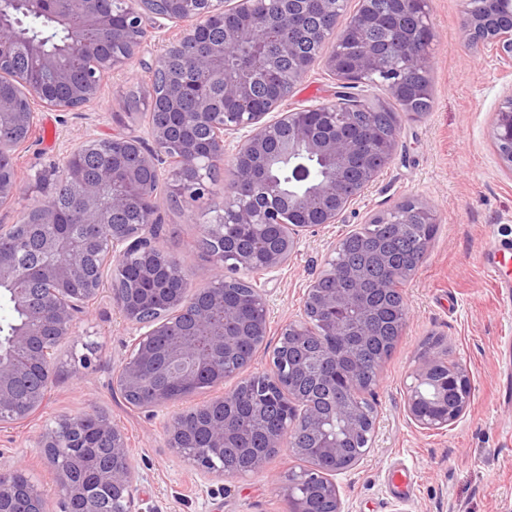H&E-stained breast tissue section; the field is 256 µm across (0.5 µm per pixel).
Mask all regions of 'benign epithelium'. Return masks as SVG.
Wrapping results in <instances>:
<instances>
[{
  "mask_svg": "<svg viewBox=\"0 0 512 512\" xmlns=\"http://www.w3.org/2000/svg\"><path fill=\"white\" fill-rule=\"evenodd\" d=\"M58 17L69 25L73 45L84 62L76 74L61 58L38 42H21L10 19L0 13V77L13 82L17 90L0 91V128H16L21 135L0 137V158L14 160L28 148L44 107L58 112L79 111L96 100L105 80L125 70L139 58L148 42L161 28L159 20L171 23L172 36L152 71L164 75V90L152 95V112L165 116L152 123L147 148L134 135L115 131L103 139L88 138L73 152L91 154L104 151L111 163L88 176L80 166L59 168L49 164L39 193L30 209L36 211L42 248L55 256L31 268L44 286L45 308L30 317L11 337L7 350H0V420L25 421L45 404L57 376L55 347L74 335L75 325L99 297L101 276L124 278L125 261L139 259L138 275L123 288L112 289L114 307L138 336L123 359L115 382L121 392L138 397L144 408H161L181 400L200 387L224 384V378L238 376L240 383L253 380L250 364H240L234 356L249 336L268 333L262 289H250L249 299L233 302L230 289L243 283L238 271H274L288 262L304 231L338 223L347 208L360 196L341 199L336 187L349 173L362 171L361 188L378 175L368 168V136L356 126L354 111L335 99L298 110L280 111L282 100L268 101L264 91L275 85L290 89L319 60L336 75L340 84L356 83V78L378 77L392 98L402 103L420 88L409 87L400 78L407 69L426 71L429 59L412 55L392 60L367 37V24L385 26L381 0H361L360 15L343 31L331 21L347 6V0H268L272 13L266 18L264 33L255 21L258 0H121L118 16L103 7L102 0H58ZM464 35L473 46H489L496 58L512 68V27L496 25L512 14V0H468ZM328 18L330 23L313 33L293 21L307 10ZM431 31L427 19H414L401 34L413 44ZM274 44L256 67L224 70L227 47L256 43L262 38ZM201 45L204 52L196 67L213 75H224L222 96L212 97L172 71L168 63L177 52ZM25 59L27 67L15 63ZM53 75L67 89L56 102L47 99L45 88L29 78L30 68ZM194 99L190 124L205 126L211 138L201 140L184 134L174 124L183 114L186 98ZM316 114L315 122H300L299 114ZM236 135L232 153V177L224 189V218L206 225L202 233L223 243L211 254L213 267L228 271L222 288H160L172 265L163 248L156 224L160 223L157 185L164 184L169 197L182 204L196 202L211 193L209 173L224 167L226 140ZM492 137L500 166L512 172V94L499 105ZM306 156L324 166L323 178L304 192L286 191L271 177V170L292 158ZM61 184L81 204V224H107L106 239L87 231L75 234L56 228L58 200L52 188ZM17 168L0 175V203H9L21 192ZM430 212L438 222L436 209L420 201L406 200L392 218L398 231L409 224L410 207ZM137 213L133 224L123 217ZM251 227L253 235L264 236L266 227L281 225L279 237L262 248V264L256 265L257 250L241 244L233 229ZM328 267L308 286L300 318L290 320L279 331L276 364L266 373L276 398L265 403L276 414L269 428L266 449L258 452L249 472L265 470L272 455L283 446L297 457L312 463L298 474L283 473L274 489L288 512H312L310 495L333 505L332 512H344L335 476L360 462L356 438L373 436L376 415L359 397V383L366 374L361 353L377 335V303L382 294L411 276L412 271L396 268L391 258L379 256L380 271L372 275L366 267L333 249ZM326 278L338 282L336 288L322 287ZM248 314L249 327L241 326ZM160 368L169 384L143 395L150 372ZM448 367L447 349L428 350L417 360L412 382L405 393L406 410L421 430L439 432L458 421L472 398L466 369L458 364L446 380L437 372ZM235 395L196 406L211 413L209 451L194 452L185 413L169 418L164 425L167 447L202 475L217 473L234 477L218 466L215 458L224 455L239 432L224 407ZM108 444L112 464L100 459L99 445ZM39 445L56 476L61 493V512H141L135 508V474L124 431L112 423L109 414L93 410L81 416L65 417L60 427L41 435ZM26 503L25 512H47L45 490L37 483L16 482L10 471H0V512H16Z\"/></svg>",
  "mask_w": 512,
  "mask_h": 512,
  "instance_id": "1",
  "label": "benign epithelium"
}]
</instances>
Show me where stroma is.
I'll list each match as a JSON object with an SVG mask.
<instances>
[{"label":"stroma","mask_w":512,"mask_h":512,"mask_svg":"<svg viewBox=\"0 0 512 512\" xmlns=\"http://www.w3.org/2000/svg\"><path fill=\"white\" fill-rule=\"evenodd\" d=\"M466 0H427L434 38L429 45L434 107L403 119L396 154L343 220L304 234L296 253L265 285L270 331L276 344L282 324L295 318L310 282L325 268L331 249L367 217L415 198L435 207L439 221L429 251L405 283L410 317L378 383L368 392L378 409L368 456L337 482L345 512H512V301L484 271L482 253L512 236V173L499 165L492 140L495 111L512 93L488 49L462 34ZM168 30L157 31L141 57L112 75L95 103L79 112L43 110L31 147L16 159L23 192L0 207V224L15 223L29 207L44 163H63L90 135L124 130L149 137L151 99L146 66L163 51ZM337 79L316 63L285 102L298 109L334 100ZM140 95L137 110L127 106ZM225 178L209 197L187 207L161 203V243L180 263L191 287L204 284L211 257L199 248L206 213L223 209ZM131 327L103 291L74 336L56 351L58 377L45 406L24 422L0 424V467L20 469L48 491L49 512H59L52 470L38 440L61 416L98 409L127 433L138 474L140 512H286L272 481L304 463L289 452L265 472L201 478L167 448L163 422L183 407L215 398L205 388L156 413L128 404L113 375L128 350ZM466 366L473 396L462 419L448 430L425 433L409 421L404 392L418 357L435 342ZM90 365H83V358Z\"/></svg>","instance_id":"stroma-1"}]
</instances>
